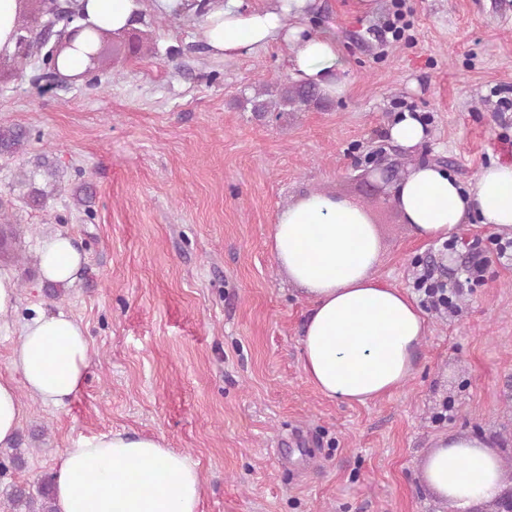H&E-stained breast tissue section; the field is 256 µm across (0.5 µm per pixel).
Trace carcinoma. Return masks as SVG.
<instances>
[{
  "label": "carcinoma",
  "mask_w": 512,
  "mask_h": 512,
  "mask_svg": "<svg viewBox=\"0 0 512 512\" xmlns=\"http://www.w3.org/2000/svg\"><path fill=\"white\" fill-rule=\"evenodd\" d=\"M326 99L321 92L310 84L294 81L267 82L253 96L246 97L243 105L257 114L274 112L277 118H283L293 112H308L321 109ZM29 140V134L20 127L0 128V153L14 154L22 151ZM37 168L42 170L45 184L32 187L27 198L32 206L42 205L56 188L58 168L47 157L37 161ZM4 461L0 462V475L7 467L19 468L24 463L23 452L18 448L0 451ZM0 512H56L53 498L52 479L41 481L36 488L13 484L0 497Z\"/></svg>",
  "instance_id": "carcinoma-1"
}]
</instances>
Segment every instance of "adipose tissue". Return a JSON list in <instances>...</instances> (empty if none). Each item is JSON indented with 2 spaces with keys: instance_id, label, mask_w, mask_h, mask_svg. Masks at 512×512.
Masks as SVG:
<instances>
[{
  "instance_id": "1",
  "label": "adipose tissue",
  "mask_w": 512,
  "mask_h": 512,
  "mask_svg": "<svg viewBox=\"0 0 512 512\" xmlns=\"http://www.w3.org/2000/svg\"><path fill=\"white\" fill-rule=\"evenodd\" d=\"M309 0H269L243 9L242 0H207L201 37L213 56L235 59L274 43L290 52L293 80L332 98L350 88L335 36L308 33ZM75 8L103 29H124L138 0H77ZM395 200L414 233L447 241L475 220L512 238V163L483 167L462 186L440 165L408 168ZM270 252L289 281L311 301L302 339V367L325 396L367 403L391 394L415 370L426 321L401 290L375 274L380 248L363 209L344 198L311 193L277 215ZM38 278L70 282L86 261L72 239L53 233L40 241ZM82 324L63 313L37 312L22 325L12 352V378L0 377V447H12L30 401L66 405L89 368ZM423 482L454 512L490 502L506 478L499 454L481 437H440L423 463ZM56 512H199L203 480L164 438L122 431L79 437L64 449L54 473Z\"/></svg>"
}]
</instances>
